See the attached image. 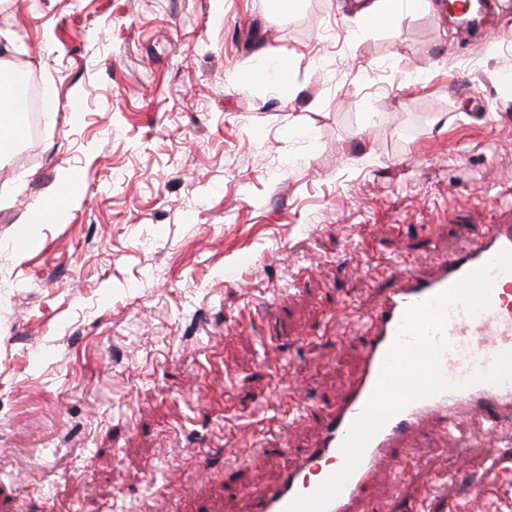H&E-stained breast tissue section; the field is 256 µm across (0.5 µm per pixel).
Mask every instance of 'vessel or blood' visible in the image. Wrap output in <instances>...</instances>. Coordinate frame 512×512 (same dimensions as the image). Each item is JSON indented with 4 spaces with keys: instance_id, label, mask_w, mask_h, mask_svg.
<instances>
[{
    "instance_id": "b4317fda",
    "label": "vessel or blood",
    "mask_w": 512,
    "mask_h": 512,
    "mask_svg": "<svg viewBox=\"0 0 512 512\" xmlns=\"http://www.w3.org/2000/svg\"><path fill=\"white\" fill-rule=\"evenodd\" d=\"M6 81L11 89L8 99L17 105L15 129L21 133L28 122L24 88L16 74H7ZM507 250L512 251V224L486 225L475 238L442 257L434 274L409 273L403 285L383 295L372 310L354 312L365 333L356 379L324 420L316 446L307 449L260 495L246 497L244 512H285L296 497L312 494L337 472L344 462L340 446L376 388L405 310L452 287ZM443 337L448 348L440 367L450 388L415 400L389 419L369 440L359 466L327 512H357L387 455L401 452L403 441L423 434L427 426L448 433L459 421L471 420L480 425L483 435L494 437L512 422V380L501 384L482 382L464 389L455 386L474 369L488 368L498 353L512 352V272L493 271L489 306L477 315H470L463 306H454Z\"/></svg>"
}]
</instances>
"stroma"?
<instances>
[{"label": "stroma", "mask_w": 512, "mask_h": 512, "mask_svg": "<svg viewBox=\"0 0 512 512\" xmlns=\"http://www.w3.org/2000/svg\"><path fill=\"white\" fill-rule=\"evenodd\" d=\"M431 2L0 0V72L46 118L0 157V512H242L314 447L360 367L351 310L512 189V40L461 44ZM298 387L318 414L292 423ZM407 445L374 512H512V447Z\"/></svg>", "instance_id": "stroma-1"}]
</instances>
